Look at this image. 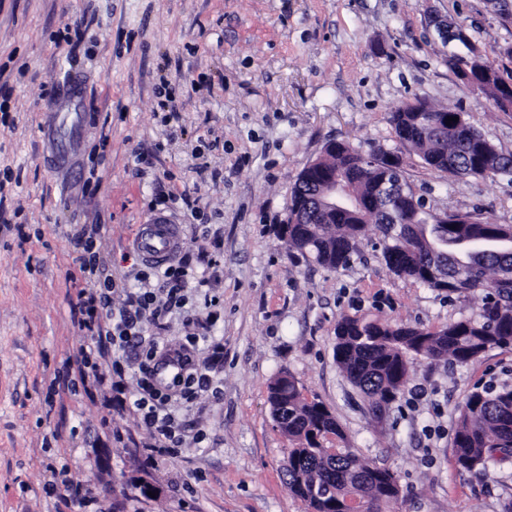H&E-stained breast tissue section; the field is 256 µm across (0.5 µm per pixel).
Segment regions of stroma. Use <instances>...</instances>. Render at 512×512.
Returning a JSON list of instances; mask_svg holds the SVG:
<instances>
[{
	"label": "stroma",
	"mask_w": 512,
	"mask_h": 512,
	"mask_svg": "<svg viewBox=\"0 0 512 512\" xmlns=\"http://www.w3.org/2000/svg\"><path fill=\"white\" fill-rule=\"evenodd\" d=\"M510 44L491 0H0V512H76L87 494L85 512H309L285 484L290 443L267 402L283 373L339 423L323 447L397 474L399 512H502L512 461L460 473L452 439L474 388L512 386V345L464 366L414 361L379 421L334 354L342 317L437 328L478 313L481 294L395 276L377 227L339 271L286 253L280 227L299 172L341 139L401 155L428 208L512 225V176H446L388 123L418 97L512 153V111L448 64ZM75 74L81 134L56 169L47 121ZM155 217L179 225L192 275L148 329L163 351L196 338L209 383L172 396L182 445L151 458L137 415L77 382L90 339L68 234L102 225L118 310L142 275L166 297L136 247Z\"/></svg>",
	"instance_id": "1"
}]
</instances>
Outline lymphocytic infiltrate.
Listing matches in <instances>:
<instances>
[{"label":"lymphocytic infiltrate","mask_w":512,"mask_h":512,"mask_svg":"<svg viewBox=\"0 0 512 512\" xmlns=\"http://www.w3.org/2000/svg\"><path fill=\"white\" fill-rule=\"evenodd\" d=\"M95 241L92 235L79 238L78 243L83 253L76 258L79 273L85 282L84 288L78 293L81 316L77 327L93 341L84 354V363L79 370L80 380L85 385L100 386L104 375L98 370V362L103 358L109 359L108 374L114 377L110 384L111 399L119 401L124 393L119 381L124 374V366L120 360L112 358L110 352L114 349L138 352L141 358L140 376L128 407L139 416L147 429L154 432L159 441V451H170L180 443L178 428L167 411L171 390L179 388L183 398H190L196 386L205 382L206 376L186 371L174 380L172 386H158L155 375L160 364L157 357L159 345L147 334L145 323L160 315L163 303L180 302V292L188 271L182 265H171L164 270L163 276L170 285L165 301H158L154 291L145 288L139 293L134 308L116 312L112 309V290L116 283L111 275L99 269L92 252Z\"/></svg>","instance_id":"f902f5d3"}]
</instances>
